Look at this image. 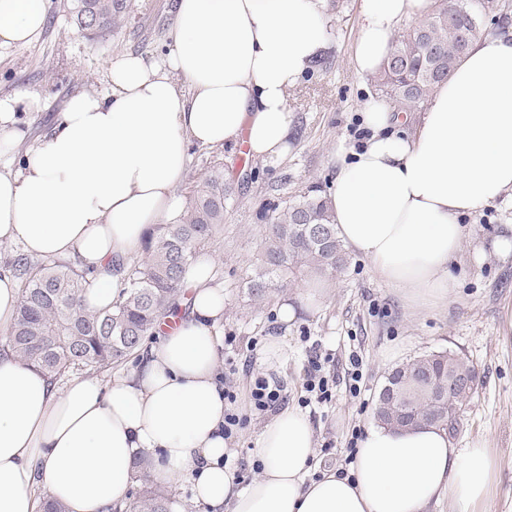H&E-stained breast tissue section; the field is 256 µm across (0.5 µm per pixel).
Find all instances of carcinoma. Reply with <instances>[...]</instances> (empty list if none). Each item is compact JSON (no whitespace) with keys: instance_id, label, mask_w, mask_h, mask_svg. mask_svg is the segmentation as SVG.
<instances>
[{"instance_id":"carcinoma-1","label":"carcinoma","mask_w":512,"mask_h":512,"mask_svg":"<svg viewBox=\"0 0 512 512\" xmlns=\"http://www.w3.org/2000/svg\"><path fill=\"white\" fill-rule=\"evenodd\" d=\"M128 0H68L77 32L98 36L119 27ZM501 9L497 0H447L411 31L397 33L374 76V86L400 112H415L438 84L448 79L474 40L483 35L485 17ZM451 14L456 27H448ZM230 187L215 171L195 186L185 211L165 225L144 263L128 270L126 286L111 307L84 311L80 293L85 272L65 261L10 260L21 280L16 320L5 347L27 365L58 379L72 372H103L137 354L156 321L174 311L201 251L224 229ZM273 221L263 225L261 265L246 282L248 293L264 299L292 288L310 273L333 275L347 264L334 217L319 196L304 195L285 207L271 204ZM471 378L474 368L454 354L428 353L391 370L386 383L407 387L404 402L378 394L375 416L386 427L429 424L434 396L448 387V376ZM473 386L459 390L442 408L441 427L457 432ZM143 486L133 512H168L169 497L153 483L149 454L137 462Z\"/></svg>"}]
</instances>
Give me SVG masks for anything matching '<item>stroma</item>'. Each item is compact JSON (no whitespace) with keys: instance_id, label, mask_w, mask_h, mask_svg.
Returning a JSON list of instances; mask_svg holds the SVG:
<instances>
[{"instance_id":"35a3bbf8","label":"stroma","mask_w":512,"mask_h":512,"mask_svg":"<svg viewBox=\"0 0 512 512\" xmlns=\"http://www.w3.org/2000/svg\"><path fill=\"white\" fill-rule=\"evenodd\" d=\"M173 2L130 0L125 21L91 41L71 24L67 0H47L46 25L35 41L0 49V98L37 99V107L22 111L20 118L30 137L43 135L70 98L108 89L105 60L125 52L152 57L164 50ZM329 15L330 50L288 93L294 120L286 158L270 167L245 157L239 147L194 146L178 188L191 197L194 186L218 168L234 188L224 231L206 251L224 287L222 354L228 362L220 370L239 404H246L253 376L270 372L284 382L287 404L295 407L306 395L309 358L330 356L327 368L336 376L332 399L304 408L321 468L341 470L353 434H364L375 422V398L388 373L423 354L452 352L479 376L453 443L464 448L476 438L486 439L497 458L499 483L483 512H512V338L505 336L512 313V252L494 246L497 236L512 231V203L497 202L468 218L469 240L452 267L459 278L455 297L433 309L407 306L369 261L352 252L346 269L326 278L319 311L297 309L288 323L281 321L279 307L283 298H296V291L256 302L243 286L258 264L260 227L269 221L263 203L279 198L283 185L292 197L314 186L329 192L336 175L331 158L339 148L357 145L361 104L376 94L371 78L359 76L353 65L359 0H332ZM273 337L282 339L285 356L270 367L260 361L257 348ZM354 355L361 358L363 373L357 398L348 380ZM265 422V416H252L229 441L230 463L247 482L256 475L255 440Z\"/></svg>"}]
</instances>
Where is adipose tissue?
<instances>
[{
    "instance_id": "ef3b65f1",
    "label": "adipose tissue",
    "mask_w": 512,
    "mask_h": 512,
    "mask_svg": "<svg viewBox=\"0 0 512 512\" xmlns=\"http://www.w3.org/2000/svg\"><path fill=\"white\" fill-rule=\"evenodd\" d=\"M436 0H360L356 72L381 67L398 26ZM46 0H0V47L42 32ZM330 43L327 0H177L166 53L110 58V88L69 99L58 123L21 157L19 107L0 99V244L75 260L92 276L81 304L117 301L130 258L147 253L186 201L177 195L191 146L246 144L274 165L288 153V90ZM362 147L336 154L327 196L340 240L413 304L448 301L466 217L512 195V32L473 43L428 101L414 130L384 101L364 103ZM192 305L159 322L134 368L53 381L0 355V512H126L134 463L153 457L157 483L192 497L170 512H480L497 477L485 440L455 448L446 429L370 426L349 475L307 479L316 455L307 415L275 414L256 439L260 472L235 482L224 458V290L195 270Z\"/></svg>"
}]
</instances>
